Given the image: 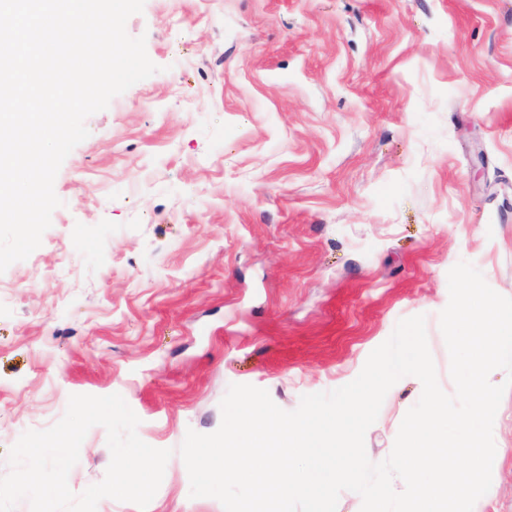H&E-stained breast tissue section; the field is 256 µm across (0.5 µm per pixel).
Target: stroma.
<instances>
[{
    "mask_svg": "<svg viewBox=\"0 0 512 512\" xmlns=\"http://www.w3.org/2000/svg\"><path fill=\"white\" fill-rule=\"evenodd\" d=\"M126 31L158 73L86 119L50 228L0 274V476L70 395L117 393L172 455L146 510L96 512H224L179 448L230 384L295 410L422 314L450 394L449 270L512 297V0H145ZM421 394L388 391L371 461ZM498 415L482 512H512V389ZM110 461L92 427L71 491Z\"/></svg>",
    "mask_w": 512,
    "mask_h": 512,
    "instance_id": "stroma-1",
    "label": "stroma"
}]
</instances>
